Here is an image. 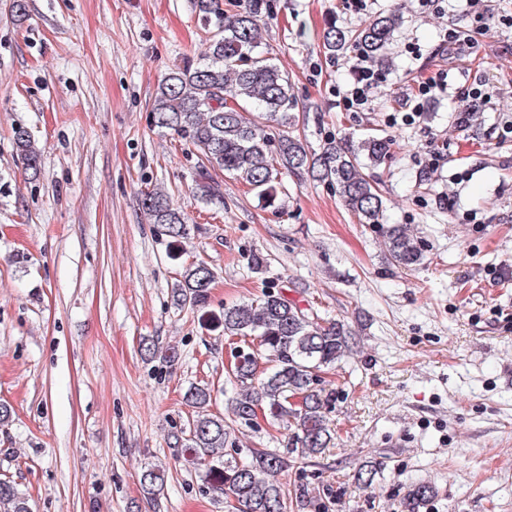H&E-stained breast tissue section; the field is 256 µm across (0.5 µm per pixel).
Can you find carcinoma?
Returning <instances> with one entry per match:
<instances>
[{
    "instance_id": "1",
    "label": "carcinoma",
    "mask_w": 512,
    "mask_h": 512,
    "mask_svg": "<svg viewBox=\"0 0 512 512\" xmlns=\"http://www.w3.org/2000/svg\"><path fill=\"white\" fill-rule=\"evenodd\" d=\"M196 9L214 28L209 50L162 80L151 109L152 124L172 131L199 158L196 196L206 201L214 196L210 171L217 170L273 207L282 175L306 174L335 189L359 223L381 231L394 263L405 268L421 265V240L408 224L385 223L383 201L362 172L391 155L393 140L371 136L353 147L328 137L319 149H309L295 134L296 102L288 75L258 51L266 32L260 0H196ZM401 24L394 11L380 13L357 29L331 22L323 31L322 48L331 55L355 48L368 59L378 58ZM14 144L25 170L38 174L40 150L31 133L15 128ZM141 206L173 241L187 238L184 216L164 189L141 193ZM214 280L205 263H194L174 288V300L202 311ZM222 323L224 335L249 336L258 346L243 353L232 369L231 378L243 393L232 401L231 421L251 425L260 410L272 420H291L294 430L282 451L255 449L249 457L227 454L228 422L208 412L209 388L195 386L186 393L194 416L188 435L181 439L182 455L187 464L205 470L206 478L223 487L238 512H288V498L277 476L289 468L293 456L315 457L332 444L329 399L319 388L318 375L342 362L351 332L343 321L316 316L272 288L250 302L224 307ZM166 481L161 466L141 476L143 496L156 507ZM432 493L427 483L414 485L408 495L410 512H416ZM293 498L302 512L326 508L314 502L307 482L294 486ZM0 512H29L28 497L11 480L0 479Z\"/></svg>"
}]
</instances>
